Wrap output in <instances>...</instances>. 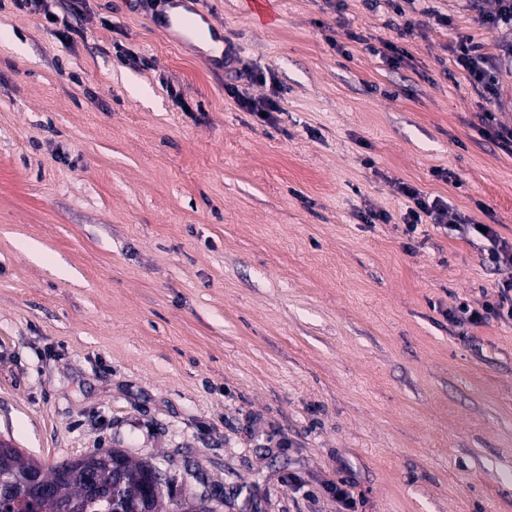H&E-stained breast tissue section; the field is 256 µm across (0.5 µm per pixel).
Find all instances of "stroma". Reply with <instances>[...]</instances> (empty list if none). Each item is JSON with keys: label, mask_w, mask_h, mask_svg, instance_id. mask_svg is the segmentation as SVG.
<instances>
[{"label": "stroma", "mask_w": 512, "mask_h": 512, "mask_svg": "<svg viewBox=\"0 0 512 512\" xmlns=\"http://www.w3.org/2000/svg\"><path fill=\"white\" fill-rule=\"evenodd\" d=\"M400 5L405 37L386 0H197L228 75L145 0H0V437L150 461L165 512H342L341 480L357 512H512V323L447 315L499 275L451 229L408 240L398 191L512 241V154L454 54L512 34L493 0ZM497 9L489 14L484 15L482 23L488 28L495 30L506 29L512 30V1L497 0ZM228 95L234 99L239 109L245 112H253L260 120L271 122L275 119L274 112H281L282 107L279 101L273 98L257 100L242 91L238 86L228 88ZM265 112V117L261 113ZM483 121L487 132L497 141L499 147L505 151H512V127L496 121L495 112H484Z\"/></svg>", "instance_id": "obj_1"}]
</instances>
